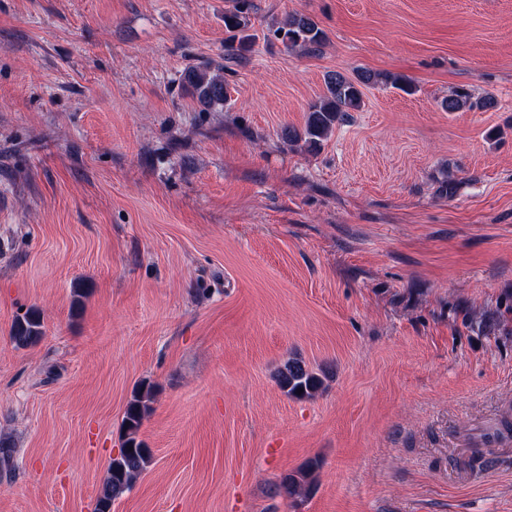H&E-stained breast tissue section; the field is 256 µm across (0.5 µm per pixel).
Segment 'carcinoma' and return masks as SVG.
<instances>
[{"label":"carcinoma","mask_w":512,"mask_h":512,"mask_svg":"<svg viewBox=\"0 0 512 512\" xmlns=\"http://www.w3.org/2000/svg\"><path fill=\"white\" fill-rule=\"evenodd\" d=\"M249 9L248 0H234V5L224 10V28L230 33L231 41L237 43L235 51L239 53L251 51L257 39V35L252 33ZM273 35L288 48L306 53L318 51L326 41V33L318 22L300 13L288 15L273 30ZM182 82L205 110L222 108L228 100L222 65L189 68ZM378 84H390L407 94L414 92L412 84L399 75L363 71L352 80L340 72H332L325 79L324 95L309 105L303 127H286L282 131L283 137L290 146L299 141L310 148L320 146L332 136L336 126L347 122L351 113L361 108V87ZM495 106L496 100L492 94L476 96L466 89L455 90L440 102L445 112L487 110ZM42 337L43 320L35 309L27 311L12 325L10 339L19 348L33 346ZM276 380L288 396L311 398L325 389L326 374H319L309 369L302 360L290 357L277 369ZM154 400L155 389L150 383L144 382L132 391L122 422V448L107 469L95 512H112V502L130 489L137 476L151 462V449L139 439V431L143 420L152 410ZM318 468L319 463L315 460L305 470L284 475L277 486L278 493L294 497L309 491L313 473Z\"/></svg>","instance_id":"obj_1"}]
</instances>
